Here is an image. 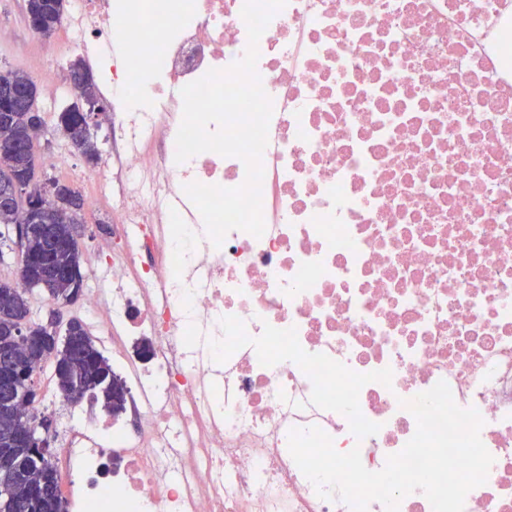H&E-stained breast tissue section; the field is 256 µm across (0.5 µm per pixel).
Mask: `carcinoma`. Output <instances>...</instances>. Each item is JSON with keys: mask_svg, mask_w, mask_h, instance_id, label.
Returning <instances> with one entry per match:
<instances>
[{"mask_svg": "<svg viewBox=\"0 0 512 512\" xmlns=\"http://www.w3.org/2000/svg\"><path fill=\"white\" fill-rule=\"evenodd\" d=\"M66 0H26V13L42 27L54 32L60 23ZM0 113L10 112L12 117L0 123V171L12 173L27 171L34 161L33 153L15 147L28 132L29 111L21 99L23 89L32 83L30 76L23 71L0 73ZM79 124L78 113L66 106L57 116L56 127L64 132ZM73 151L89 161L99 155L98 142L89 134L67 137ZM63 200L69 207L71 223L55 225V237L66 240L73 235L74 225L80 223L84 209L81 193L68 184H63ZM27 252L34 260L25 264L20 280L37 290L48 300L55 302L67 297L73 289L83 287V280L64 279L57 275L61 268H70L82 275L81 252L75 246L68 250H56L53 244L39 236L27 239ZM30 307L28 298L19 297L12 286L0 282V349L9 348L14 352L16 363L25 369L42 359L38 352H27L20 348L16 330L23 326L32 335H39L46 326L29 323ZM52 377L56 386H77L84 389L92 400L110 412L118 411L124 401V387L112 371V365L102 354L91 337L86 324L77 318L72 319L64 337L51 348ZM7 484L19 504L17 512H62L63 498L60 478L52 461L39 459L37 466L25 464L14 472L0 478Z\"/></svg>", "mask_w": 512, "mask_h": 512, "instance_id": "cac0c4a2", "label": "carcinoma"}]
</instances>
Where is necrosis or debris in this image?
<instances>
[{
    "label": "necrosis or debris",
    "mask_w": 512,
    "mask_h": 512,
    "mask_svg": "<svg viewBox=\"0 0 512 512\" xmlns=\"http://www.w3.org/2000/svg\"><path fill=\"white\" fill-rule=\"evenodd\" d=\"M243 4L70 0L61 46L24 47L52 95L80 51L112 99L78 177L119 241L89 260L83 314L126 399L64 410L67 512H352L289 431L381 470L416 431L403 401L441 380L494 458L464 512H512V0H289L258 42L266 229L218 248L183 187L245 165L176 162L175 139L181 89L244 55Z\"/></svg>",
    "instance_id": "obj_1"
}]
</instances>
